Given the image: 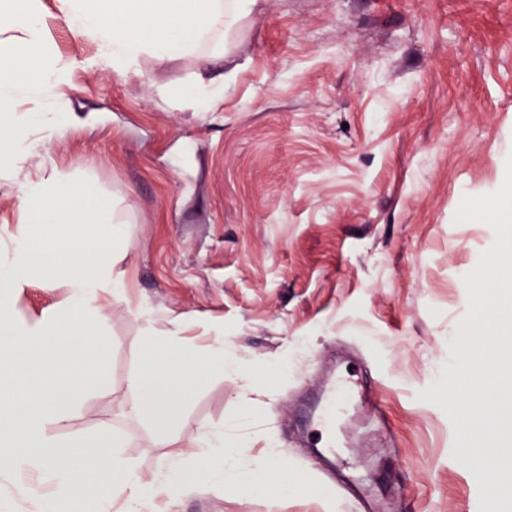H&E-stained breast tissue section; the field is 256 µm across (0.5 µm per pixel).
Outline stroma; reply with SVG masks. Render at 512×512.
<instances>
[{
  "label": "stroma",
  "instance_id": "35a3bbf8",
  "mask_svg": "<svg viewBox=\"0 0 512 512\" xmlns=\"http://www.w3.org/2000/svg\"><path fill=\"white\" fill-rule=\"evenodd\" d=\"M43 2L75 64L61 99L74 125L44 161L94 178L129 232L107 380L70 434L111 424L146 473L162 455L124 414L145 303L157 334L200 349L223 327L246 371L205 379L176 437L220 427L255 460L278 443L298 479L285 492L202 483L161 512H362L314 460L321 429L300 424L325 377L352 366L397 443L363 410L343 429L349 480L376 512H502L484 493L492 475L461 461L457 407L430 394L456 362L463 277L496 240L454 215L501 187L512 153V0H258L208 65L224 86L208 111L167 96L198 59L125 78L86 67L96 44Z\"/></svg>",
  "mask_w": 512,
  "mask_h": 512
}]
</instances>
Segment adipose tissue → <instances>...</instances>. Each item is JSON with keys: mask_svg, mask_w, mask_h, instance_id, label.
<instances>
[{"mask_svg": "<svg viewBox=\"0 0 512 512\" xmlns=\"http://www.w3.org/2000/svg\"><path fill=\"white\" fill-rule=\"evenodd\" d=\"M58 18L95 42L94 67L125 77L144 59L163 65L202 55L227 39L257 0H55ZM72 62L54 55L43 0H0V186L18 190L15 232L0 235V485L38 512H156L160 500L192 492L198 476L249 491L293 487L278 451L242 469V447L220 430L178 443L173 430L189 396L206 378L241 366L229 341L216 337L193 351L177 333L157 337L146 325L142 366L129 383L132 414L148 424L167 453L143 475L121 453L123 440L103 426L85 437L55 439L76 409L102 388L110 347L106 313L125 300L121 266L128 253L112 200L89 177L47 168L41 156L71 127L53 95L70 82ZM61 288V305L26 315L18 307L33 283ZM49 495L38 494V486Z\"/></svg>", "mask_w": 512, "mask_h": 512, "instance_id": "obj_1", "label": "adipose tissue"}]
</instances>
